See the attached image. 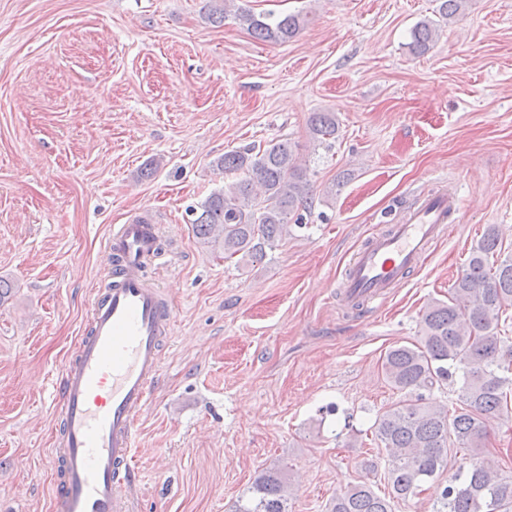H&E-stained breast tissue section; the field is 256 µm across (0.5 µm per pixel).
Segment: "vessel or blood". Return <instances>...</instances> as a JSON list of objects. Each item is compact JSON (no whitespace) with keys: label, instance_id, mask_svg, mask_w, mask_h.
Instances as JSON below:
<instances>
[{"label":"vessel or blood","instance_id":"vessel-or-blood-1","mask_svg":"<svg viewBox=\"0 0 512 512\" xmlns=\"http://www.w3.org/2000/svg\"><path fill=\"white\" fill-rule=\"evenodd\" d=\"M460 209L453 192L427 195L397 224L373 234L346 266L344 307L389 297L450 233ZM106 284L91 322L55 384L62 418L52 465L55 512H133L142 483L137 417L162 370L161 348L175 316L145 268L160 256L161 227L144 218L117 224L107 240Z\"/></svg>","mask_w":512,"mask_h":512}]
</instances>
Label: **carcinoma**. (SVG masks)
<instances>
[{
    "label": "carcinoma",
    "instance_id": "carcinoma-1",
    "mask_svg": "<svg viewBox=\"0 0 512 512\" xmlns=\"http://www.w3.org/2000/svg\"><path fill=\"white\" fill-rule=\"evenodd\" d=\"M234 0H206L209 22L222 24ZM467 0H441L439 20H423L413 30L410 47L427 52L441 25L464 11ZM235 18L262 43H284L305 23L301 14L281 17L237 8ZM311 139L321 144L336 138L334 112H314L308 119ZM211 166L242 177L211 193L191 209L193 231L202 243L251 264L266 257L302 226L300 209L310 202L311 187L299 157L287 139L231 150ZM494 226L472 247L448 300L433 299L424 308L420 342L390 348L381 369L400 393L398 401L376 417L375 435L389 451L384 473L388 491L359 481L336 494L325 512H395V502L446 479L434 512H512V475L484 450L490 427L512 419V338L504 335L502 316L512 308V256L501 257ZM459 384V404L448 410L426 394ZM235 512H289L282 476L259 474Z\"/></svg>",
    "mask_w": 512,
    "mask_h": 512
}]
</instances>
